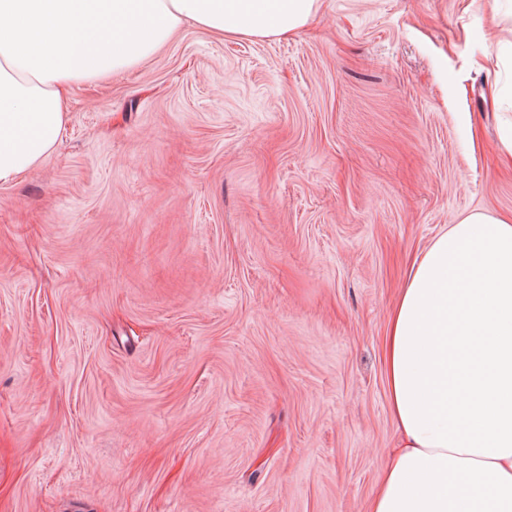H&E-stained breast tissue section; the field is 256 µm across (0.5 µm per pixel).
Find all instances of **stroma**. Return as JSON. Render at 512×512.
I'll return each instance as SVG.
<instances>
[{
	"mask_svg": "<svg viewBox=\"0 0 512 512\" xmlns=\"http://www.w3.org/2000/svg\"><path fill=\"white\" fill-rule=\"evenodd\" d=\"M494 0L186 27L0 185V512H365L408 257L512 211Z\"/></svg>",
	"mask_w": 512,
	"mask_h": 512,
	"instance_id": "stroma-1",
	"label": "stroma"
}]
</instances>
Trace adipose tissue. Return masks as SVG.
Returning <instances> with one entry per match:
<instances>
[{
    "label": "adipose tissue",
    "instance_id": "1",
    "mask_svg": "<svg viewBox=\"0 0 512 512\" xmlns=\"http://www.w3.org/2000/svg\"><path fill=\"white\" fill-rule=\"evenodd\" d=\"M319 0H0V185L57 150L72 85L184 26L288 39ZM383 366L395 442L367 512H512V213L474 212L409 263Z\"/></svg>",
    "mask_w": 512,
    "mask_h": 512
}]
</instances>
